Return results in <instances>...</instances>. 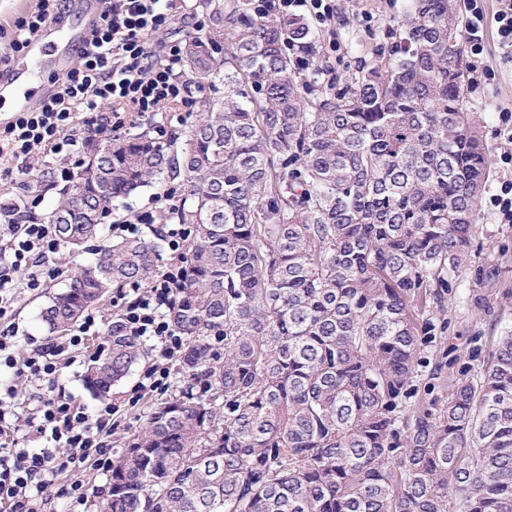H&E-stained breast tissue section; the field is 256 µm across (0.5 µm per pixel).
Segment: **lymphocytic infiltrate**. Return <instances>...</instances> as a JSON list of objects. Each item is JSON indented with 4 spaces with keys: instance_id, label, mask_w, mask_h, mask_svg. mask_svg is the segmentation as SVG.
<instances>
[{
    "instance_id": "obj_1",
    "label": "lymphocytic infiltrate",
    "mask_w": 512,
    "mask_h": 512,
    "mask_svg": "<svg viewBox=\"0 0 512 512\" xmlns=\"http://www.w3.org/2000/svg\"><path fill=\"white\" fill-rule=\"evenodd\" d=\"M98 22L88 37V47L47 99L37 107L17 113L0 128V171L34 155H67L79 146L78 133L86 115L98 113L96 134L120 135L132 117H154L167 104L191 112L195 100L181 76L182 48L172 44L156 49L152 36L165 29L172 17L173 0H99ZM484 0H467L462 38L471 65L470 84L490 81L493 69L481 66L487 22H495L498 47L512 60V0H496L494 16H486ZM62 0H37L29 15L15 22L14 36L0 64L20 54L27 41L51 17L62 11ZM18 204L0 199V226L10 238L0 253V372L31 383V390L0 387V512H52L53 497L67 501V512H82L95 494L83 480L90 468H112V420L121 411L137 407L146 398L162 395L172 386V373L180 361L185 339L167 313L183 278L180 259L187 240L180 224L161 227L172 256L153 277L150 286L117 296L118 322L126 335L150 344L151 365L140 374L130 393L105 399L95 407L76 403L59 384L62 360H74L86 339L98 332L95 315H86L73 333L45 338L28 346L19 343L14 318L17 290L13 270L61 246L52 225L21 224ZM37 447H29V440ZM65 477L59 489L53 478Z\"/></svg>"
}]
</instances>
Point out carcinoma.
Returning a JSON list of instances; mask_svg holds the SVG:
<instances>
[{"label":"carcinoma","mask_w":512,"mask_h":512,"mask_svg":"<svg viewBox=\"0 0 512 512\" xmlns=\"http://www.w3.org/2000/svg\"><path fill=\"white\" fill-rule=\"evenodd\" d=\"M184 72L212 95L187 131L89 138L96 168L45 217L100 240L41 312L68 329L158 246L101 238L132 193L183 173L190 230L168 318L187 382L115 452L100 512H512V331L438 357L489 156L467 110L454 0H410L387 59L317 84L320 36L273 0H197ZM222 346L214 348V338ZM435 366H430L431 358ZM141 358L112 323L87 371ZM451 386L441 398L443 366Z\"/></svg>","instance_id":"1"}]
</instances>
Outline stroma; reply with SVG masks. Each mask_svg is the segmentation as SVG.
<instances>
[{"mask_svg": "<svg viewBox=\"0 0 512 512\" xmlns=\"http://www.w3.org/2000/svg\"><path fill=\"white\" fill-rule=\"evenodd\" d=\"M406 6L407 0H336L335 18L318 27L323 68L320 81L346 78L361 63L387 54L393 43L390 33ZM483 61L494 69L496 77L477 90L468 91L467 108L478 122L488 149L491 172L483 190L488 196L498 191L501 182L512 178V167L500 159L508 146L499 134V112L512 108V63L502 59L496 39L491 35L486 38ZM80 162L77 155L32 161L0 179V196L18 200L30 195L41 196L40 206L32 210L30 217L43 221L56 206L62 188L61 182L53 177V170L62 166L76 167ZM180 184V179H169L161 186L132 195L126 208L112 214V221H132L146 212L162 217L165 194ZM93 258L91 250H75L65 244L32 268L18 270L16 282H23L31 273L38 274L44 282L40 291L19 296L15 320L20 330L38 340L48 337L50 331L41 320V310L52 295L68 283L71 267L89 263ZM456 288L457 302L449 306L447 318L448 339L455 345L458 356L467 354L471 336L483 335L491 345L504 330L512 331V223H500L486 205L477 207L473 239L462 261Z\"/></svg>", "mask_w": 512, "mask_h": 512, "instance_id": "obj_1", "label": "stroma"}]
</instances>
